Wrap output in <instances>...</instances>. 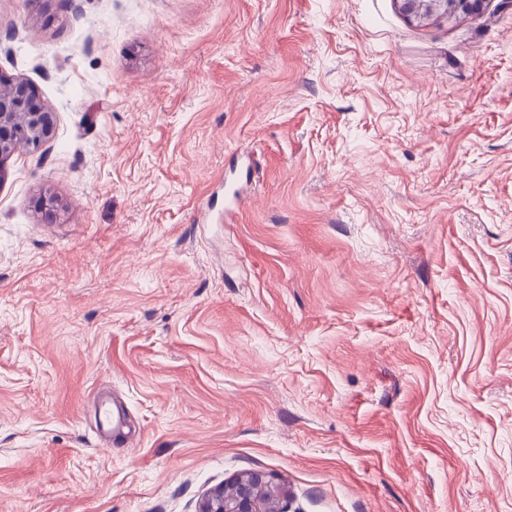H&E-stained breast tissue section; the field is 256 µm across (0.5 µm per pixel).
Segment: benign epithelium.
<instances>
[{"instance_id":"benign-epithelium-1","label":"benign epithelium","mask_w":512,"mask_h":512,"mask_svg":"<svg viewBox=\"0 0 512 512\" xmlns=\"http://www.w3.org/2000/svg\"><path fill=\"white\" fill-rule=\"evenodd\" d=\"M488 0H396L407 20L420 24L458 15H475ZM17 92L15 82L0 81V179L3 161L19 150L34 152L53 133V113L41 103L36 90L23 85ZM281 492L275 490L259 472H247L232 482L209 490L197 512H282Z\"/></svg>"}]
</instances>
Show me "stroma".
I'll return each instance as SVG.
<instances>
[{
	"label": "stroma",
	"instance_id": "stroma-1",
	"mask_svg": "<svg viewBox=\"0 0 512 512\" xmlns=\"http://www.w3.org/2000/svg\"><path fill=\"white\" fill-rule=\"evenodd\" d=\"M0 76V512H512V0H0ZM490 0H396L407 20L420 24L438 19H453L458 15H475L484 10ZM2 79L0 85V179L3 161L19 150L37 151L53 133V113L41 103L36 90L20 83ZM94 403L98 408V420L97 427L101 433L111 434L112 437H116L124 434L125 419L122 410L112 401V407L109 403L100 399V397H94ZM267 490L261 497L257 490ZM281 492L259 472H247L232 482L209 490L197 512H284L279 506Z\"/></svg>",
	"mask_w": 512,
	"mask_h": 512
}]
</instances>
